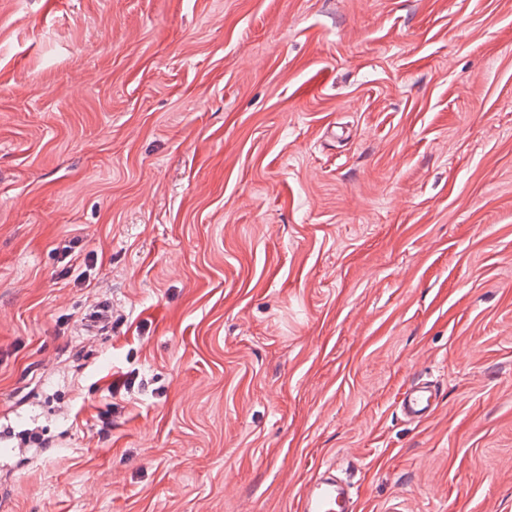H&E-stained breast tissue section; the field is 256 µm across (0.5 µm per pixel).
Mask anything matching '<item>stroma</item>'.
Wrapping results in <instances>:
<instances>
[{
    "label": "stroma",
    "instance_id": "obj_1",
    "mask_svg": "<svg viewBox=\"0 0 512 512\" xmlns=\"http://www.w3.org/2000/svg\"><path fill=\"white\" fill-rule=\"evenodd\" d=\"M331 463L512 512V0H0V512H297ZM78 243V240H69L68 243L63 244L60 247H56V250L62 255L63 260H66L69 258L66 264L69 265V268L76 266L85 265L86 267L93 266L97 264L98 261V255L97 253L88 252L84 253L82 249H77L78 246H75V244ZM95 258V261H94ZM439 406L436 387L427 380L415 379L402 393L398 402L401 415L409 421L423 422L430 419Z\"/></svg>",
    "mask_w": 512,
    "mask_h": 512
}]
</instances>
